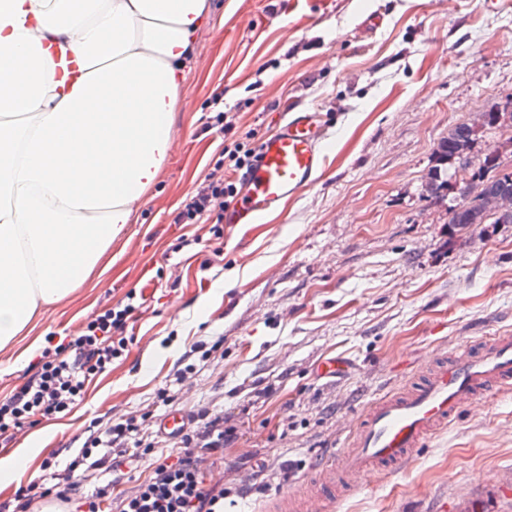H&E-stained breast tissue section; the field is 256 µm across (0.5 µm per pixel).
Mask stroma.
<instances>
[{
	"label": "stroma",
	"instance_id": "obj_1",
	"mask_svg": "<svg viewBox=\"0 0 512 512\" xmlns=\"http://www.w3.org/2000/svg\"><path fill=\"white\" fill-rule=\"evenodd\" d=\"M186 97L178 149L111 268L38 320L34 334L78 335L131 290L145 302L124 356L69 413L8 441L16 457L0 504L68 462L94 423L135 418L139 437L175 454L169 411L223 414L224 512H261L268 494L306 497L303 476L344 448L354 413L400 392L464 340L512 333V224L448 223L423 185L437 143L512 98V0H212ZM223 96L224 135L203 128ZM321 113L324 172L259 224L174 218L220 157L221 142L265 136L292 106ZM199 237L174 252L180 237ZM222 258H215L214 248ZM30 338L0 350V399L38 363ZM210 356H202V348ZM343 359L333 378L324 359ZM168 387L171 402L158 401ZM340 491L333 512H512V389L489 392L426 439L402 469H374Z\"/></svg>",
	"mask_w": 512,
	"mask_h": 512
}]
</instances>
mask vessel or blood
Here are the masks:
<instances>
[{"instance_id":"b4317fda","label":"vessel or blood","mask_w":512,"mask_h":512,"mask_svg":"<svg viewBox=\"0 0 512 512\" xmlns=\"http://www.w3.org/2000/svg\"><path fill=\"white\" fill-rule=\"evenodd\" d=\"M326 133L310 109L285 113L258 145L235 200L224 210L228 224H256L311 185L325 163ZM512 384V336L484 346L458 345L447 361L427 372L405 394L377 400L356 416L342 453L327 452L315 467V506L327 512L336 488L374 468H401L423 441L458 418L475 398Z\"/></svg>"}]
</instances>
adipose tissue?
<instances>
[{"label":"adipose tissue","mask_w":512,"mask_h":512,"mask_svg":"<svg viewBox=\"0 0 512 512\" xmlns=\"http://www.w3.org/2000/svg\"><path fill=\"white\" fill-rule=\"evenodd\" d=\"M212 20L210 0H0V348L131 223Z\"/></svg>","instance_id":"ef3b65f1"}]
</instances>
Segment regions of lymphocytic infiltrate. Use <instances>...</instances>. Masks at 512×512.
<instances>
[{
	"instance_id": "1",
	"label": "lymphocytic infiltrate",
	"mask_w": 512,
	"mask_h": 512,
	"mask_svg": "<svg viewBox=\"0 0 512 512\" xmlns=\"http://www.w3.org/2000/svg\"><path fill=\"white\" fill-rule=\"evenodd\" d=\"M238 193L233 181L213 179L186 201L176 220L182 224H205L223 219L224 208ZM136 292H128L120 303L97 312L80 334L67 342L47 347L35 374L7 400L0 402V437L9 438L42 420L71 410L85 394L91 377L105 371L113 359L123 356L129 340L126 331L139 310ZM200 426L184 433L175 459L154 457L152 444L138 443L132 460L152 458V470L135 486L116 491L115 481L98 486L94 495L79 498L75 471L119 470L120 461L100 457L103 448L127 445L139 426L134 420L116 422L98 430L70 460L57 483L30 482L14 493L12 512H39L42 502L75 504V512H224V483H208L201 467L204 459L224 457V418L202 411Z\"/></svg>"
}]
</instances>
